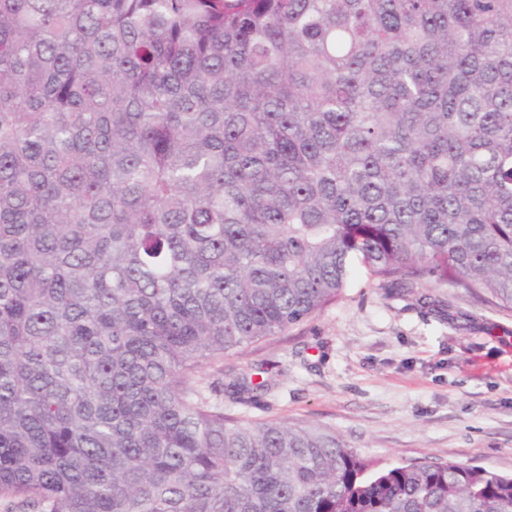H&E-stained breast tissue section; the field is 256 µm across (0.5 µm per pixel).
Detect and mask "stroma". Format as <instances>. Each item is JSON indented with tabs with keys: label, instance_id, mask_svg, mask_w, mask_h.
Here are the masks:
<instances>
[{
	"label": "stroma",
	"instance_id": "obj_1",
	"mask_svg": "<svg viewBox=\"0 0 512 512\" xmlns=\"http://www.w3.org/2000/svg\"><path fill=\"white\" fill-rule=\"evenodd\" d=\"M238 369L270 391L256 420L331 428L391 466L441 458L512 476V312L453 288H379L357 272L315 317L249 350Z\"/></svg>",
	"mask_w": 512,
	"mask_h": 512
}]
</instances>
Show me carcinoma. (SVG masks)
<instances>
[{"instance_id":"obj_1","label":"carcinoma","mask_w":512,"mask_h":512,"mask_svg":"<svg viewBox=\"0 0 512 512\" xmlns=\"http://www.w3.org/2000/svg\"><path fill=\"white\" fill-rule=\"evenodd\" d=\"M358 265L512 312V0H0V499L512 512L224 412Z\"/></svg>"}]
</instances>
